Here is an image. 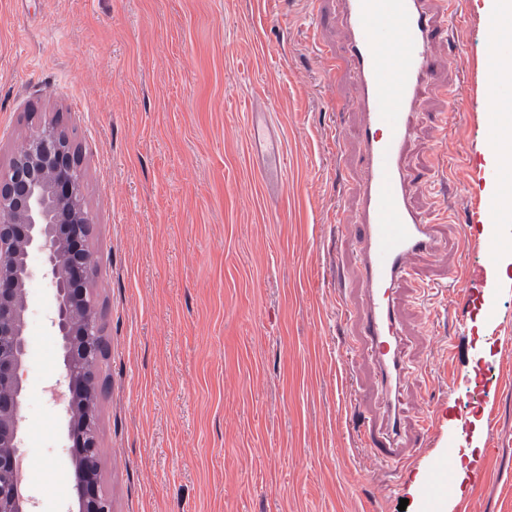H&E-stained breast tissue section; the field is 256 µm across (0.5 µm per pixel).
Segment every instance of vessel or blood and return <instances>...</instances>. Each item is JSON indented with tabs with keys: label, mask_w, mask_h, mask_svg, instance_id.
<instances>
[{
	"label": "vessel or blood",
	"mask_w": 512,
	"mask_h": 512,
	"mask_svg": "<svg viewBox=\"0 0 512 512\" xmlns=\"http://www.w3.org/2000/svg\"><path fill=\"white\" fill-rule=\"evenodd\" d=\"M346 35V72L358 90L359 137L364 168L359 186L362 226L358 255L369 306L363 320L364 347L377 368L384 429L374 449L385 462L401 460L398 392L409 366L399 348L394 294L414 263L438 254L441 243L431 216L407 198L404 168L413 115L432 74L431 45L439 29L425 0H340ZM397 42V60L388 63L380 45ZM270 122L250 123L249 146L266 144L262 177L282 172L280 142Z\"/></svg>",
	"instance_id": "b4317fda"
}]
</instances>
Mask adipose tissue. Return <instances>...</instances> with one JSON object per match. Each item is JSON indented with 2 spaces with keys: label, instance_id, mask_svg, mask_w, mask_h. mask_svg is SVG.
Returning a JSON list of instances; mask_svg holds the SVG:
<instances>
[{
  "label": "adipose tissue",
  "instance_id": "obj_1",
  "mask_svg": "<svg viewBox=\"0 0 512 512\" xmlns=\"http://www.w3.org/2000/svg\"><path fill=\"white\" fill-rule=\"evenodd\" d=\"M497 24L494 39L501 52L494 59V79L499 92L491 103L502 135L489 158L499 164L500 174L492 191L493 217L481 233L493 235L496 225L512 223V0H491Z\"/></svg>",
  "mask_w": 512,
  "mask_h": 512
}]
</instances>
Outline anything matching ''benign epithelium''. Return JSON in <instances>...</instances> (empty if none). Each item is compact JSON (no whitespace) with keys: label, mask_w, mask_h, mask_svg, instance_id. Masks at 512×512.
<instances>
[{"label":"benign epithelium","mask_w":512,"mask_h":512,"mask_svg":"<svg viewBox=\"0 0 512 512\" xmlns=\"http://www.w3.org/2000/svg\"><path fill=\"white\" fill-rule=\"evenodd\" d=\"M79 154L56 123L38 125L0 169V512H32L23 477L21 410L26 397L28 305L25 288L48 281L56 305L49 322L60 341L64 381L47 389L67 422L69 453L78 470L98 457L96 429L83 412L97 400L103 352L98 309L83 275L96 264L71 241L89 235ZM36 253L42 264L32 261ZM77 512H112L109 496L77 487Z\"/></svg>","instance_id":"7a95c632"}]
</instances>
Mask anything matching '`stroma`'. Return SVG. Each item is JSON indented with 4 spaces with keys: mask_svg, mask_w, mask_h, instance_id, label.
Here are the masks:
<instances>
[{
    "mask_svg": "<svg viewBox=\"0 0 512 512\" xmlns=\"http://www.w3.org/2000/svg\"><path fill=\"white\" fill-rule=\"evenodd\" d=\"M320 7L315 31L309 0H0V168L41 121L81 159L112 512H423L452 413L482 421L486 478L448 512H512V279L475 327L492 268L477 233L492 217L491 2L459 0L433 42L405 159L444 248L396 293L399 467L363 439L383 414L361 326L364 149L339 3ZM255 112L281 140V180L257 173ZM27 301L28 484L36 512H67L74 472L46 392L63 375L55 300L37 280Z\"/></svg>",
    "mask_w": 512,
    "mask_h": 512,
    "instance_id": "obj_1",
    "label": "stroma"
}]
</instances>
